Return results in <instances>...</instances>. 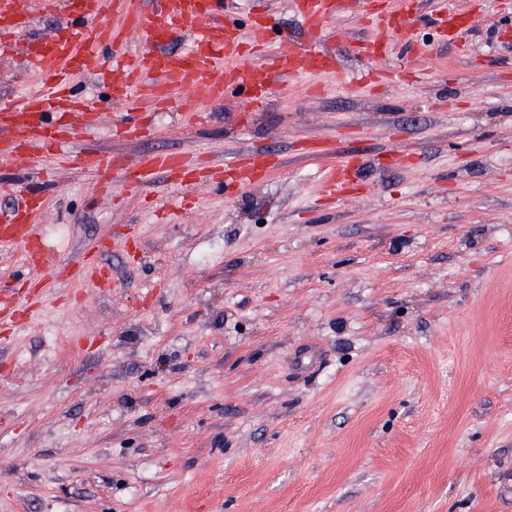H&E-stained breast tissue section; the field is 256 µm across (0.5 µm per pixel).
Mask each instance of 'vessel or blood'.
<instances>
[{
	"mask_svg": "<svg viewBox=\"0 0 512 512\" xmlns=\"http://www.w3.org/2000/svg\"><path fill=\"white\" fill-rule=\"evenodd\" d=\"M78 15L77 24L41 36L27 45L24 53L33 71L41 77L40 86L17 101L0 103V163L16 166L37 164L44 172L56 166L92 173L98 181L110 183L113 173L124 174V192L145 185L153 175L165 173L183 182L193 181L195 168L190 156L182 152H162L126 156L102 151L65 152L67 137L83 130L86 102L72 91L74 72L95 71L102 62L100 48L119 46L129 34H141L146 48L135 53L117 51L112 56V94L127 107H136L140 91H147L154 104L172 101L183 88L214 103L236 85H247L256 103H264L269 68L286 75L335 72L333 56L324 50L322 32L327 20L340 14L348 0H295L307 26L305 43L291 38L272 39L268 27L241 29L223 20L226 0H155L146 9L145 0H71ZM53 11L57 0H0V50L7 48L11 31L29 17L31 5ZM119 13L120 26L107 21L108 12ZM410 0H400L396 10L382 9L375 15L377 37L359 41L356 50L365 58L379 55L383 34L392 32L407 37L406 18ZM189 35L191 46L181 56L164 51L168 41ZM258 51L259 62L247 68L241 60ZM358 169L356 155L337 157L325 173L320 187L322 200L344 198L354 185ZM269 171L256 151L246 149L225 158L223 167L213 171L212 185L233 182L253 184ZM42 205L24 204L12 212H0V252L18 256L25 273L19 288L0 290V329L11 327L17 317L31 308L36 287L55 278L53 256L41 251L37 227ZM71 280L87 283L93 293H109L110 273L96 258L85 257L70 269Z\"/></svg>",
	"mask_w": 512,
	"mask_h": 512,
	"instance_id": "vessel-or-blood-1",
	"label": "vessel or blood"
}]
</instances>
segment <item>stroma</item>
I'll return each instance as SVG.
<instances>
[{"label":"stroma","instance_id":"35a3bbf8","mask_svg":"<svg viewBox=\"0 0 512 512\" xmlns=\"http://www.w3.org/2000/svg\"><path fill=\"white\" fill-rule=\"evenodd\" d=\"M441 34L413 0L412 42L355 52L373 10L326 24L338 76L271 70L267 97H141L129 141L102 76L100 111L69 141L200 166L275 150L246 187L156 175L121 200L87 173L0 165V211L44 200L37 233L60 266L98 255L110 294L51 281L36 316L0 334V512H512V0ZM241 26L304 42L293 0H235ZM424 76L369 87L372 68ZM38 76L0 55V99ZM197 121L184 122L187 111ZM366 187L324 204L337 153Z\"/></svg>","mask_w":512,"mask_h":512}]
</instances>
